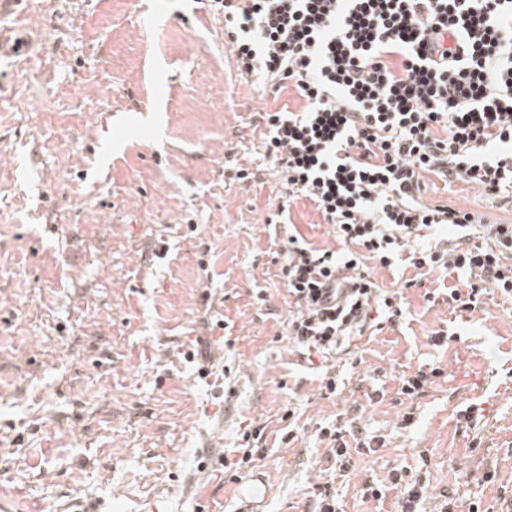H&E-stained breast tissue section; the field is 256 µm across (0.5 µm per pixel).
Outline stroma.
I'll return each mask as SVG.
<instances>
[{
  "label": "stroma",
  "instance_id": "stroma-1",
  "mask_svg": "<svg viewBox=\"0 0 512 512\" xmlns=\"http://www.w3.org/2000/svg\"><path fill=\"white\" fill-rule=\"evenodd\" d=\"M0 28L33 43L0 57V512H236L218 459L253 420L264 512H311L324 482L345 512H395L396 491L359 489L400 466L426 468L425 512L445 494L512 512V303L456 312L424 298L448 287L439 275L377 269L382 288L421 284L395 325L353 338L343 391L324 398L319 365L287 336L284 225L268 221L281 191L256 119L299 96L240 79L223 20L198 0H25ZM427 183L425 202L512 218L467 183ZM290 217L335 247L309 200ZM213 316L224 336L206 329ZM442 327L455 341L432 346ZM199 337L231 365L232 399L181 359ZM427 364L444 375L402 426L399 377ZM468 405L473 431L456 421ZM290 408L299 434L285 444ZM338 418L385 441L344 476L315 435Z\"/></svg>",
  "mask_w": 512,
  "mask_h": 512
}]
</instances>
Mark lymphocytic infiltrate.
I'll list each match as a JSON object with an SVG mask.
<instances>
[{"label":"lymphocytic infiltrate","instance_id":"1","mask_svg":"<svg viewBox=\"0 0 512 512\" xmlns=\"http://www.w3.org/2000/svg\"><path fill=\"white\" fill-rule=\"evenodd\" d=\"M242 79L294 88L298 111H270L266 155L288 194L332 224L341 250L286 233L281 274L294 310L288 338L325 357L372 324L402 316L403 290L368 265L457 270L456 309L512 298V221L423 201L427 175L512 204V0H209ZM483 241L444 248L443 227ZM398 489L419 512L424 475L364 481L366 499Z\"/></svg>","mask_w":512,"mask_h":512}]
</instances>
